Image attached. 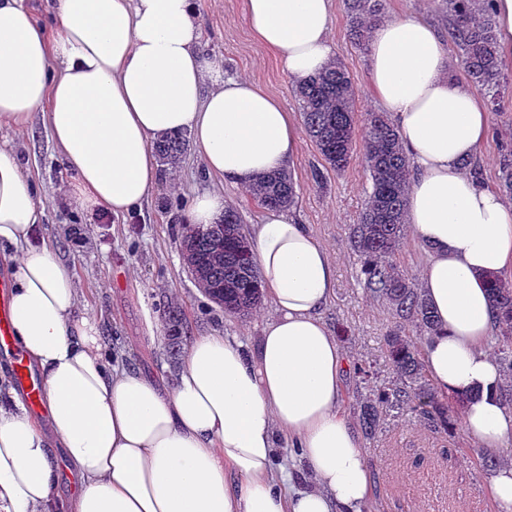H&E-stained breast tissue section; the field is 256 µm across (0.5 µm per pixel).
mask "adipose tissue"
Segmentation results:
<instances>
[{
    "label": "adipose tissue",
    "instance_id": "ef3b65f1",
    "mask_svg": "<svg viewBox=\"0 0 512 512\" xmlns=\"http://www.w3.org/2000/svg\"><path fill=\"white\" fill-rule=\"evenodd\" d=\"M332 0H245L255 39L292 84L334 57ZM48 34L19 0H0V124L43 113L71 178L61 193L116 217L159 183L155 139L189 134L208 174L246 186L286 169L301 140L280 102L228 79L203 51L197 0H52ZM427 20L379 23L368 87L391 114L413 167L408 216L429 249L420 286L439 326L423 345L434 387L466 399L462 428L476 448L512 449L502 367L487 349L497 313L486 276L512 269V202L460 163L478 155L490 115L450 74ZM44 207L15 151L0 145V250L11 262L15 335L45 385L50 433L15 391L0 394V512H366L374 484L361 440L341 413L346 354L322 313L336 262L305 225L266 210L251 232L277 310L254 349L215 331L196 337L171 388L103 359L55 244L32 243ZM301 451L313 486L275 469L278 439ZM79 480L51 489L50 450Z\"/></svg>",
    "mask_w": 512,
    "mask_h": 512
}]
</instances>
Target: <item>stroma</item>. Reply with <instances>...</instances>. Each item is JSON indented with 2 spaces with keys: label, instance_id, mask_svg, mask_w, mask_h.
<instances>
[{
  "label": "stroma",
  "instance_id": "stroma-1",
  "mask_svg": "<svg viewBox=\"0 0 512 512\" xmlns=\"http://www.w3.org/2000/svg\"><path fill=\"white\" fill-rule=\"evenodd\" d=\"M204 49L224 62L228 78H246L276 97L292 120L302 115L294 88L281 64L257 42L246 21L244 0H197ZM387 16L420 15L435 25L442 37L450 35V17L440 0H387ZM344 0H332L331 32L336 57L349 71L359 90L356 119L378 104L367 88V54L347 35ZM491 133L474 164L482 185L497 188L504 146L512 145V96L490 115ZM0 142L11 144L35 183L45 208L36 238L55 243L80 288L87 312L102 323L112 345L104 358L155 379L170 381L181 365L169 357L168 344L153 342L146 316L165 321L168 304L181 312L182 344L213 330L253 346L265 323L277 315L269 299L256 312L236 318L209 300L184 267L181 254L183 215L196 194L219 190L241 217L242 233L260 223L263 207L242 187L208 175L200 154L188 149L176 168L163 169L162 179L140 211L110 221H98L92 212L64 201L57 188L65 168L51 142L42 115L27 125H0ZM289 173L297 198L289 213L324 243L336 259V293L323 312L349 362L374 364L380 379L391 370L381 338L392 325L383 304L369 299L360 280V260L348 246V233L365 204L370 181L359 164L344 172L327 170L310 138H303L300 153ZM363 445L371 463L374 496L368 512H495L484 487L483 467L463 456L472 442L464 431L441 434L424 421L394 419Z\"/></svg>",
  "mask_w": 512,
  "mask_h": 512
}]
</instances>
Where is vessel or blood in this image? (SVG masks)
<instances>
[{"mask_svg":"<svg viewBox=\"0 0 512 512\" xmlns=\"http://www.w3.org/2000/svg\"><path fill=\"white\" fill-rule=\"evenodd\" d=\"M9 280L0 279V353L8 359L16 385L22 391L30 410L37 415H45L43 406L45 387L40 377L34 373L24 353L18 348L13 336L10 309Z\"/></svg>","mask_w":512,"mask_h":512,"instance_id":"obj_1","label":"vessel or blood"}]
</instances>
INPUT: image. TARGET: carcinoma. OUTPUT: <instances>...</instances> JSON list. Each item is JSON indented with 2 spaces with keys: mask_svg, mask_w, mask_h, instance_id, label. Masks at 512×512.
Here are the masks:
<instances>
[{
  "mask_svg": "<svg viewBox=\"0 0 512 512\" xmlns=\"http://www.w3.org/2000/svg\"><path fill=\"white\" fill-rule=\"evenodd\" d=\"M452 17V39L459 64L493 111L512 92L498 52L493 0H441ZM386 0H345L348 36L360 49L368 47L373 29L385 18ZM306 132L326 163L336 172L358 162L371 180L367 202L352 225L349 245L359 257L366 293L383 300L392 326L383 347L393 377L375 387L359 405L362 432L373 438L391 418L416 415L439 433L460 421L463 398L446 396L430 383L417 338L436 331L438 321L415 281L397 261L407 236L406 199L412 166L397 128L386 112L366 114L360 149L354 148L358 89L345 66L334 61L295 88ZM183 135L155 143L164 166L174 168L187 148ZM500 190L512 197V148L500 162ZM268 209L290 208L296 189L286 172L263 174L246 188ZM240 216L232 207L215 224L182 227V250L189 274L202 293L230 316H247L262 299L261 281L252 247L240 232ZM492 302L502 324L497 351L504 371L512 374V282L488 276Z\"/></svg>",
  "mask_w": 512,
  "mask_h": 512,
  "instance_id": "1",
  "label": "carcinoma"
}]
</instances>
